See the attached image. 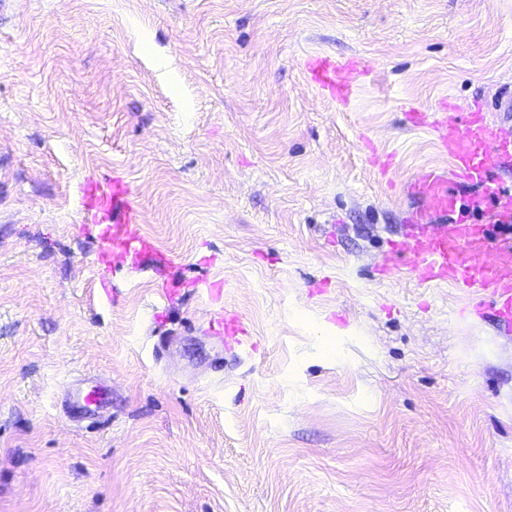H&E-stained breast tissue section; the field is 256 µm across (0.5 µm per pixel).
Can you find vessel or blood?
<instances>
[{
	"mask_svg": "<svg viewBox=\"0 0 512 512\" xmlns=\"http://www.w3.org/2000/svg\"><path fill=\"white\" fill-rule=\"evenodd\" d=\"M364 71L353 63L318 54L307 63L309 81L340 101L353 95ZM438 146L451 162L449 174L429 169L408 186L417 202L408 221L402 249L424 284L449 283L485 301L490 316L512 332V236L491 239L490 225L512 227V185L499 172L512 167V132L504 131L490 113L448 114L437 127ZM86 209L100 221L105 254L128 250L137 241L143 211L129 186L93 180L83 188ZM488 212L487 223L471 214ZM71 409L101 408V387L75 389Z\"/></svg>",
	"mask_w": 512,
	"mask_h": 512,
	"instance_id": "b4317fda",
	"label": "vessel or blood"
}]
</instances>
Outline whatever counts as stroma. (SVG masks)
I'll return each mask as SVG.
<instances>
[{
    "label": "stroma",
    "instance_id": "1",
    "mask_svg": "<svg viewBox=\"0 0 512 512\" xmlns=\"http://www.w3.org/2000/svg\"><path fill=\"white\" fill-rule=\"evenodd\" d=\"M503 93L512 0H9L0 512H512V339L396 248L451 168L417 113ZM91 177L167 264L98 279ZM364 74L360 65L336 61L323 54L310 56L307 63L309 81L322 92L343 102L351 98ZM103 391L101 387L95 386L87 391L83 388H77L70 393L67 398L69 407L73 410L88 412L90 407L100 409L103 404Z\"/></svg>",
    "mask_w": 512,
    "mask_h": 512
}]
</instances>
